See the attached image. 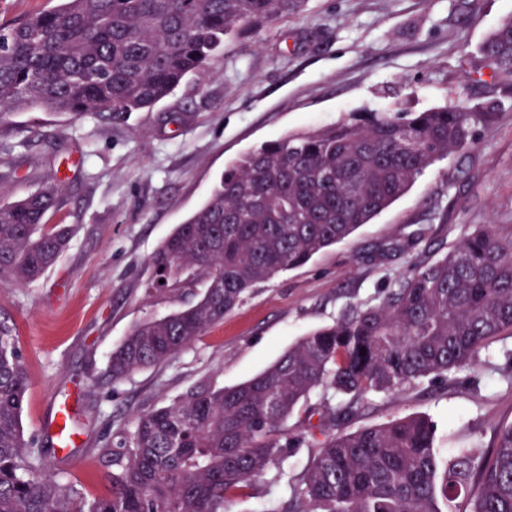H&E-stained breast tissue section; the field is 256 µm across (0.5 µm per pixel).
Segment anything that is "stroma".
I'll use <instances>...</instances> for the list:
<instances>
[{
	"mask_svg": "<svg viewBox=\"0 0 512 512\" xmlns=\"http://www.w3.org/2000/svg\"><path fill=\"white\" fill-rule=\"evenodd\" d=\"M512 13V0H308L303 11L226 41L223 55L155 108L119 122L71 121L22 110L0 122V198L17 200L55 178L63 191L52 222L78 230L39 281L0 283L29 376L21 416L45 468L89 496L112 492L100 450L136 417L202 386L235 387L300 338L374 306L408 264L447 252L473 224L512 225V86L467 84L481 43ZM491 112L474 143L427 168L412 188L348 239L281 273L170 361L112 380L108 356L137 323L192 301L150 286L149 259L208 198L245 152L353 112L422 111L459 96ZM467 372L394 398H373L352 428L411 414L436 426L440 454L451 436L486 446L512 421V338ZM312 395L281 427L302 436L230 512H276L316 447L304 434ZM75 427L60 447L54 421Z\"/></svg>",
	"mask_w": 512,
	"mask_h": 512,
	"instance_id": "35a3bbf8",
	"label": "stroma"
}]
</instances>
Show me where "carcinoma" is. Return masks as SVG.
<instances>
[{
  "instance_id": "cac0c4a2",
  "label": "carcinoma",
  "mask_w": 512,
  "mask_h": 512,
  "mask_svg": "<svg viewBox=\"0 0 512 512\" xmlns=\"http://www.w3.org/2000/svg\"><path fill=\"white\" fill-rule=\"evenodd\" d=\"M305 2L60 0L0 27V122L20 109L114 122L149 110L223 51L224 38ZM479 52L477 81L512 82V15ZM491 116L463 99L422 112H355L242 155L150 257L153 287L202 294L135 326L109 355L112 379L169 361L255 288L349 238L424 170L473 143ZM60 193L47 181L0 201L1 283L41 279L68 246L72 226L48 222ZM507 337L512 225L479 224L445 255L411 262L380 304L301 338L248 381L192 389L141 413L100 449L112 461V495L87 497L42 473L43 450L24 437L29 382L14 327L1 318L0 512H229L231 499L299 446L281 425L317 391L318 422L307 429L321 436L318 451L279 512H512V422L487 448L463 443L446 456L424 415L338 429L373 396L476 372L481 352Z\"/></svg>"
}]
</instances>
